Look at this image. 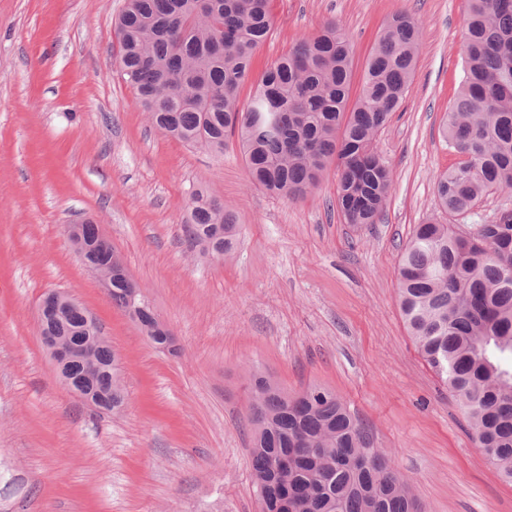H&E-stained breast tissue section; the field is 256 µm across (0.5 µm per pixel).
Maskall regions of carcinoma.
<instances>
[{"mask_svg":"<svg viewBox=\"0 0 512 512\" xmlns=\"http://www.w3.org/2000/svg\"><path fill=\"white\" fill-rule=\"evenodd\" d=\"M272 26L270 0H126L114 25L120 72L161 134L216 154L227 135H237L251 182L289 200L306 196L334 164L345 223H378L393 177L375 138L412 79L421 22L407 12L392 16L352 105L353 50L333 21L299 37L243 103L240 91ZM463 52L464 75L442 133L471 162L435 177L439 206L454 215L468 214L490 192L512 191V5L470 0ZM190 203L189 245L231 253L236 213L202 190ZM398 297L410 335L486 462L512 483V210L490 224L415 225L400 257ZM85 325L83 311L72 308L54 332L74 336ZM250 377L260 512L270 509L275 457L295 446L305 457L282 476L305 491L293 512H421L371 429L332 390L314 385L290 395L266 376Z\"/></svg>","mask_w":512,"mask_h":512,"instance_id":"1","label":"carcinoma"}]
</instances>
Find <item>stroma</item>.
Returning a JSON list of instances; mask_svg holds the SVG:
<instances>
[{
	"mask_svg": "<svg viewBox=\"0 0 512 512\" xmlns=\"http://www.w3.org/2000/svg\"><path fill=\"white\" fill-rule=\"evenodd\" d=\"M126 0H0V512H258L249 370L288 392L333 390L389 452L423 512H512L455 400L400 310L413 227L450 222L436 175L461 154L439 134L463 75L469 0H272L261 73L336 21L353 87L391 15L421 22L415 74L375 146L393 183L380 223L345 224L335 170L305 198L253 185L237 138L223 155L150 127L120 75ZM206 191L237 213L229 257L185 241ZM101 224L178 345L155 348L85 268L67 227ZM97 319L118 356L123 409L103 414L58 380L39 337L41 296Z\"/></svg>",
	"mask_w": 512,
	"mask_h": 512,
	"instance_id": "35a3bbf8",
	"label": "stroma"
}]
</instances>
